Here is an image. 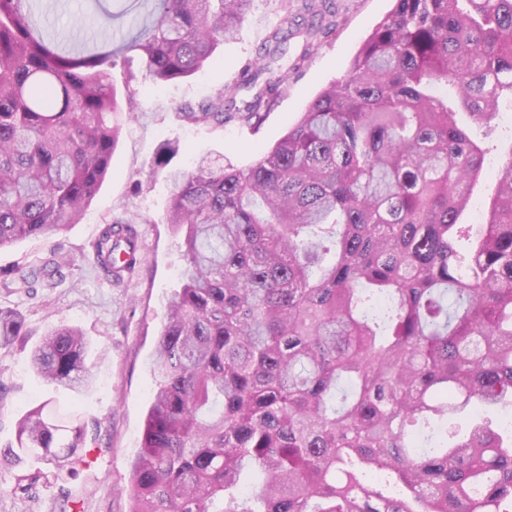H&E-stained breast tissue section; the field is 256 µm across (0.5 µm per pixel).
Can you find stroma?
Returning a JSON list of instances; mask_svg holds the SVG:
<instances>
[{
    "instance_id": "stroma-1",
    "label": "stroma",
    "mask_w": 512,
    "mask_h": 512,
    "mask_svg": "<svg viewBox=\"0 0 512 512\" xmlns=\"http://www.w3.org/2000/svg\"><path fill=\"white\" fill-rule=\"evenodd\" d=\"M51 30L61 36L101 38L103 30H86V14L98 12L95 0H41ZM394 0H342L343 22L324 38L299 71L289 73L288 90L258 131L239 123H190L181 106L215 95L233 82L253 58L269 31L283 20L280 0H254L252 10L233 38L224 42L211 62L197 73L160 84L145 70L137 53L125 55L112 70L122 80L124 69L139 77L137 107L124 128L109 172L80 223L59 234L17 241L0 248V278L14 269L59 251L70 261L65 280L54 288L20 296L0 286V307L14 308L25 320V334L0 349V448L15 440L22 414L50 402L62 417L77 415L87 426L99 456L90 470L67 479L80 490L83 512H128L124 490L130 462L141 446L151 403L149 363L165 306L180 286L183 257L180 236L165 224L173 186L167 169L158 166L165 143L179 147L171 166L190 168L198 155L214 153L232 163L251 164L263 149L287 132L327 85L339 79L364 40L392 10ZM170 166V167H171ZM137 213L142 266L138 274L116 284L94 265V244L112 218ZM76 326L89 347L86 364L94 384L72 392L47 385L35 374L31 357L48 325ZM39 461L25 457L0 460V512H70L61 486L40 482L37 489L14 491L18 475L36 472Z\"/></svg>"
}]
</instances>
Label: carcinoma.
Segmentation results:
<instances>
[{"instance_id": "1", "label": "carcinoma", "mask_w": 512, "mask_h": 512, "mask_svg": "<svg viewBox=\"0 0 512 512\" xmlns=\"http://www.w3.org/2000/svg\"><path fill=\"white\" fill-rule=\"evenodd\" d=\"M150 21L92 51L47 35L36 0H0V248L78 223L131 105L112 60L139 53L159 82L203 69L253 0H149ZM282 0L284 21L238 82L179 109L189 122L260 129L286 89L271 77L294 38L301 68L336 29L334 0ZM512 102V0H395L347 71L288 132L239 168L172 169L165 223L182 233L183 285L166 306L151 406L131 462L129 512H512V146L478 229L486 124ZM137 215L95 243L116 281L141 265ZM21 267L31 293L61 275ZM0 308V347L23 335ZM88 342L51 327L36 374L92 384ZM468 422L460 435L448 422ZM87 429L47 405L0 457L89 466Z\"/></svg>"}]
</instances>
